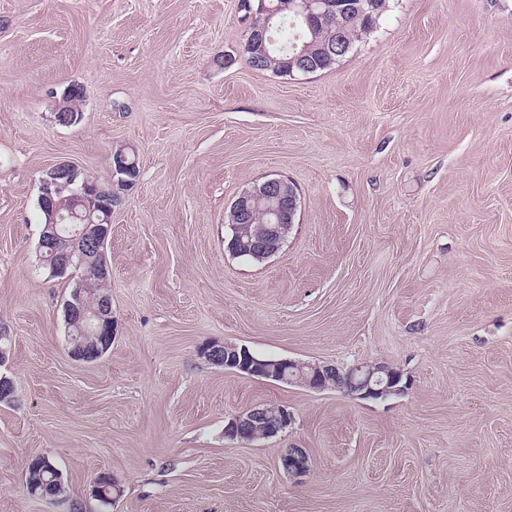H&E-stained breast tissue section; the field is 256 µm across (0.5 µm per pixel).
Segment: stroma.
Segmentation results:
<instances>
[{"label":"stroma","mask_w":512,"mask_h":512,"mask_svg":"<svg viewBox=\"0 0 512 512\" xmlns=\"http://www.w3.org/2000/svg\"><path fill=\"white\" fill-rule=\"evenodd\" d=\"M249 23L241 0H0V512H512V0H388L306 77L251 69ZM120 148L139 177L105 244L114 338L78 362L40 180L67 162L109 186ZM268 176L300 196L288 240L232 257L231 205ZM215 341L386 363L407 387L247 377L206 361ZM264 403L285 430L225 439ZM291 446L304 475L280 466ZM38 455L64 498L28 495ZM281 467L289 475L300 476L308 472L309 456L302 448H288V453L281 458Z\"/></svg>","instance_id":"1"}]
</instances>
